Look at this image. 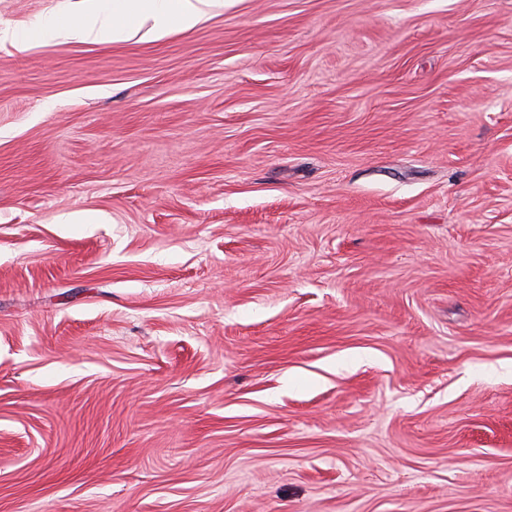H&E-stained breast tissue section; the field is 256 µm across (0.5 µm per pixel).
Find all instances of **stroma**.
<instances>
[{
  "label": "stroma",
  "mask_w": 512,
  "mask_h": 512,
  "mask_svg": "<svg viewBox=\"0 0 512 512\" xmlns=\"http://www.w3.org/2000/svg\"><path fill=\"white\" fill-rule=\"evenodd\" d=\"M0 512H512V0L0 44Z\"/></svg>",
  "instance_id": "1"
}]
</instances>
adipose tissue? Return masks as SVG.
Segmentation results:
<instances>
[{
    "label": "adipose tissue",
    "instance_id": "obj_1",
    "mask_svg": "<svg viewBox=\"0 0 512 512\" xmlns=\"http://www.w3.org/2000/svg\"><path fill=\"white\" fill-rule=\"evenodd\" d=\"M224 0H63L59 11L12 29L20 51L43 44L99 43L146 32L158 41L189 32L223 12Z\"/></svg>",
    "mask_w": 512,
    "mask_h": 512
}]
</instances>
